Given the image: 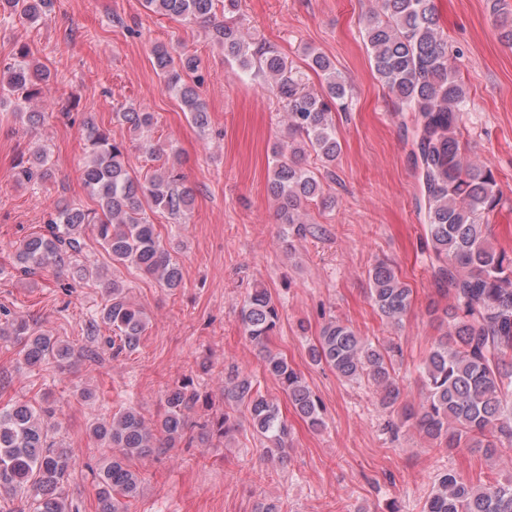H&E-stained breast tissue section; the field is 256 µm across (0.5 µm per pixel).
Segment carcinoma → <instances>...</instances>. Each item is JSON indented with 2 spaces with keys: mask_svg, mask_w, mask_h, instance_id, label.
Segmentation results:
<instances>
[{
  "mask_svg": "<svg viewBox=\"0 0 512 512\" xmlns=\"http://www.w3.org/2000/svg\"><path fill=\"white\" fill-rule=\"evenodd\" d=\"M219 0H145L146 7L189 21L207 20ZM51 0H0V16H18L31 24L46 20ZM365 44L374 74L397 100L399 109L415 113L414 144L422 186L424 224L439 282L448 286L451 304L442 309L445 331L436 339L420 370L427 395L418 405L399 403L400 389L389 350L335 318L321 328L308 349L311 363L325 364L340 378L373 387L381 404L401 422L412 423L442 448H469L492 459L512 446V254L488 239L489 220L503 192L494 169L465 158L463 109L468 88L438 25L435 0H377V8L363 19ZM224 54L243 71L258 66L286 102L288 140L273 148L269 191L279 201L280 223L296 236L306 231L304 204L323 196V185L304 161L313 154L325 164L336 160L340 144L332 108H345V80L321 52L307 51L308 66L324 80L320 94L305 90L284 56L243 38L234 24L216 29ZM152 65L164 88L180 100L200 129L208 113L198 92L195 74L200 59L165 44L152 47ZM50 77L35 63L27 45L10 62H0V91L20 96L26 103L40 93ZM113 120L137 133L154 124V113L120 107ZM93 146L82 181L98 202L90 211L74 201H62L46 214L44 230L25 239L17 262L25 275L48 267L69 265L83 251L82 233L93 225L112 264L134 268L169 289L181 286L180 264L166 248L148 212L177 215L188 210L194 189L185 183L176 164L140 178L125 162L123 144L87 121ZM20 166L17 182L36 184L50 176L47 149L38 146ZM369 294L381 317L398 325L412 301V289L393 267L378 262L368 270ZM244 334L265 352L266 373L281 386L294 412L311 427L323 424L321 402L288 361L267 350L280 324V311L270 292L254 290L241 310ZM112 329L115 354L139 348L148 319L131 304L123 285L112 280L110 299L90 318ZM0 336H11L21 346L28 366L53 360L70 361L74 348L25 320L5 321ZM201 394L190 381L166 393L165 412L150 425L139 411L127 408L100 422L92 434L112 451L95 473L100 512H129L140 492L141 474L129 461L195 440L221 443L235 428L230 410L245 406L253 430L266 438V452L281 454L288 438V421L278 403L268 398L250 377L238 373L224 378L228 410L187 434L188 419ZM45 407L17 401L0 407V494L21 493L29 512H69L64 487L73 466L70 452L48 440L42 416ZM423 512H512V479H492L479 485L453 471L436 475Z\"/></svg>",
  "mask_w": 512,
  "mask_h": 512,
  "instance_id": "cac0c4a2",
  "label": "carcinoma"
}]
</instances>
